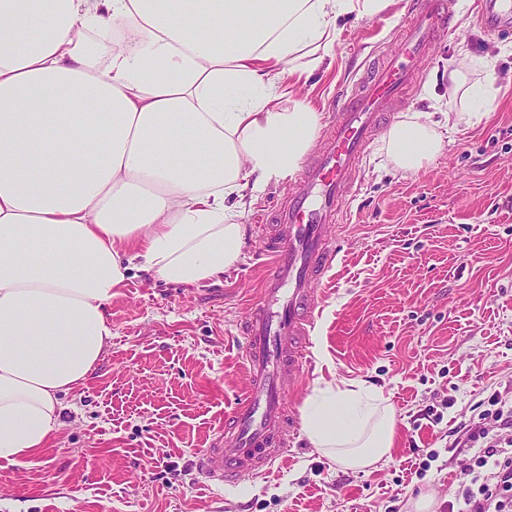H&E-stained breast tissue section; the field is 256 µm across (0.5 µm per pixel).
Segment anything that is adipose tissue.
Instances as JSON below:
<instances>
[{
  "label": "adipose tissue",
  "mask_w": 512,
  "mask_h": 512,
  "mask_svg": "<svg viewBox=\"0 0 512 512\" xmlns=\"http://www.w3.org/2000/svg\"><path fill=\"white\" fill-rule=\"evenodd\" d=\"M389 0H0V459L40 455L62 399L112 340L132 269L199 284L240 261V219L311 147L319 114L283 79L332 56L339 20ZM458 113L384 138L420 169ZM311 444L346 469L389 455L380 389L315 386Z\"/></svg>",
  "instance_id": "adipose-tissue-1"
}]
</instances>
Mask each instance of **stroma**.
<instances>
[{
  "instance_id": "35a3bbf8",
  "label": "stroma",
  "mask_w": 512,
  "mask_h": 512,
  "mask_svg": "<svg viewBox=\"0 0 512 512\" xmlns=\"http://www.w3.org/2000/svg\"><path fill=\"white\" fill-rule=\"evenodd\" d=\"M409 0L339 22L334 59L297 87L328 120L343 91L385 60ZM478 0H456L454 33L434 49L405 111L456 112L434 159L385 162L375 136L338 230L307 341L310 363L288 387L300 420L315 381L380 388L396 419L389 457L341 467L297 431L271 472L221 489L201 482L200 452L244 393L240 325L264 274L262 221L290 190L270 185L244 213L240 262L220 280L175 284L132 271L108 309L112 345L86 385L64 398L45 454L0 459V512H448L459 502L460 446L495 392L512 391V26L485 28ZM479 58L493 78L465 113L448 62ZM438 456L427 471V451Z\"/></svg>"
}]
</instances>
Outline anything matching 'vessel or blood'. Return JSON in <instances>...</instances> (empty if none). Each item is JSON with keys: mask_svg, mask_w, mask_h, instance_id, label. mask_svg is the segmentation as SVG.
Wrapping results in <instances>:
<instances>
[{"mask_svg": "<svg viewBox=\"0 0 512 512\" xmlns=\"http://www.w3.org/2000/svg\"><path fill=\"white\" fill-rule=\"evenodd\" d=\"M478 6L485 27L512 24V0H479ZM454 16L452 0H411L396 50L337 100L314 155L300 166L275 216L277 233L264 237L272 265L254 310L240 325L245 394L223 433L198 458L205 484L221 487L264 474L286 451L295 433L285 414L286 386L303 373L302 345L315 328L319 286L337 255L334 230L359 185L375 131L423 74L436 38L454 32Z\"/></svg>", "mask_w": 512, "mask_h": 512, "instance_id": "b4317fda", "label": "vessel or blood"}]
</instances>
